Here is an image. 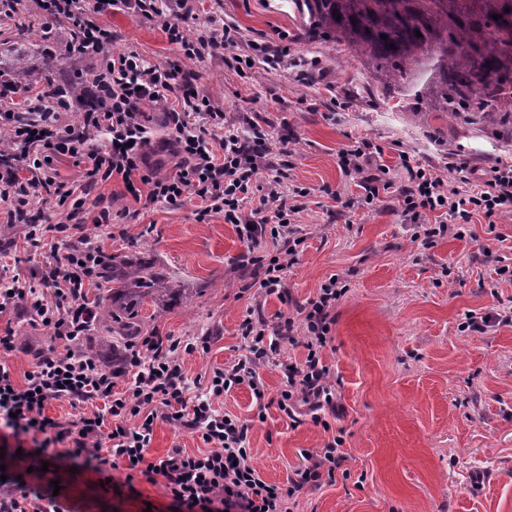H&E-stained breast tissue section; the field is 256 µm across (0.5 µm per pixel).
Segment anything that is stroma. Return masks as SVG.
Listing matches in <instances>:
<instances>
[{
	"mask_svg": "<svg viewBox=\"0 0 512 512\" xmlns=\"http://www.w3.org/2000/svg\"><path fill=\"white\" fill-rule=\"evenodd\" d=\"M196 7L199 24L216 16L240 32L237 50L206 56L193 69L200 96L223 112L225 123L241 129L253 117L265 123L272 166L253 177L255 197L277 184L307 191L294 200L306 241L288 271L291 297L305 302L333 275L347 286L336 306L333 340L323 351L339 415L325 425L307 416L294 428L273 406L265 421H255L247 388L219 401L221 411L253 419L254 466L264 480L287 484L301 450L322 447L339 433L349 478L299 494L293 512H512V323L483 333L461 328L467 312L512 304V280L498 273L512 266V211L490 224L475 217L464 237L427 248L400 217L402 183L368 205L359 175L339 165L341 151L369 141L383 147L390 167L406 152L454 190L461 186L459 168L488 178L498 161L512 159V143L458 121L418 119L415 101L402 93H372L345 45L306 36L291 0H197ZM99 21L112 31L111 51L133 46L152 65L179 64L180 51L153 22L122 10ZM69 39L61 24L46 40L33 29L22 47L4 32L0 60L12 65L21 58L15 84L59 82L92 65L66 55ZM252 40L285 43L282 67L238 70L235 56ZM99 192L112 200V233L98 238L103 249L141 256L193 288L192 297L165 309L145 303L141 332L208 339L207 353L183 358L189 381H207L240 353L248 301L235 294L248 242L223 215L198 219L193 197L173 209L134 201L115 180ZM26 232V225L0 222V243L18 251L15 271L30 282L56 254L24 251ZM8 327L17 336L11 361L20 383L52 339L18 310L0 315V332ZM172 448L197 454L205 445L190 430L157 420L146 459ZM135 486L140 498L126 501L104 492L95 475L76 474L66 485L65 508L144 512L146 503H166L161 485L139 476Z\"/></svg>",
	"mask_w": 512,
	"mask_h": 512,
	"instance_id": "stroma-1",
	"label": "stroma"
}]
</instances>
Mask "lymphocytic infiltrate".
Here are the masks:
<instances>
[{"instance_id": "obj_1", "label": "lymphocytic infiltrate", "mask_w": 512, "mask_h": 512, "mask_svg": "<svg viewBox=\"0 0 512 512\" xmlns=\"http://www.w3.org/2000/svg\"><path fill=\"white\" fill-rule=\"evenodd\" d=\"M35 3L45 23L67 24L69 55L93 57L97 63L76 87L60 89L50 83L21 88L0 76V104L5 107L0 123L11 128L9 146L0 151V211L7 223L27 224L29 246L62 250L56 264L42 272L38 289L20 287L12 263L0 261V314L23 307L33 324L65 345L61 351L39 352L20 385L9 361L0 359V446L8 450V478L0 480V512H63L54 480L80 469L99 475L108 486L112 470L121 464L128 470L126 483H133L136 470L148 481H161L170 499L166 512H290L289 504L299 493L335 484L347 460L343 437L333 436L322 447L303 451V464L282 487L266 482L253 466L249 424L220 411L214 402L244 386L259 411L277 406L294 425L301 415L318 423L322 410L336 411L326 384L329 369L323 350L332 340L336 305L346 286L332 276L306 302L292 300L287 272L304 242L295 219L299 208L276 191L259 202L251 200L252 178L268 165L263 126L250 124L246 135H238L226 129L223 112L213 110L209 129L192 127L187 114L207 105L194 86L193 70L148 65L131 47L111 51L112 31L98 18L119 4L135 14H151L161 19L169 43L188 60L237 46V27L214 19L206 27H195L194 0H176L180 11L176 23L162 20L153 0ZM151 106L164 112L172 136L176 162L165 175L155 172L147 159L153 137L147 114ZM100 134L107 142L98 146L94 140ZM40 148L70 155L83 164L80 191L38 176L30 155ZM383 154V148L365 142L340 155L342 169L362 174L364 200L369 204L391 186L390 168L381 162ZM400 166L408 174L400 212L405 223L415 225L424 244L455 234L457 225L471 223L473 216L488 220L512 208V165L493 167L489 179L463 194L448 190L440 174L411 165L408 157H401ZM114 178L121 179L136 200L146 198L177 208L186 196H193L199 217L223 214L225 223L235 225L240 238L251 245L243 261L250 278L239 288L253 298L240 324L244 352L216 369L200 391H192L182 357L208 349L207 340L188 342L154 333L130 343L122 368L127 385L121 391L116 390L110 370L77 350L90 316L82 298L95 284L96 268L107 254L100 250L86 257L80 241L72 237L73 223L89 199L99 207L94 227L111 223L112 210L97 189ZM42 194L68 206L65 221L28 224L27 216ZM269 239L278 241L277 249H266ZM46 287L51 297H44ZM272 294L292 310L270 326L258 299ZM285 342L303 344L307 354L302 363L288 364L285 386L272 400L259 370L272 363ZM53 401L80 409V417L66 421L49 416L46 408ZM87 404L92 412H84ZM158 417L198 434L206 452L191 455L172 448L163 457L146 461L144 453Z\"/></svg>"}]
</instances>
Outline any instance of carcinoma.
<instances>
[{
	"instance_id": "carcinoma-1",
	"label": "carcinoma",
	"mask_w": 512,
	"mask_h": 512,
	"mask_svg": "<svg viewBox=\"0 0 512 512\" xmlns=\"http://www.w3.org/2000/svg\"><path fill=\"white\" fill-rule=\"evenodd\" d=\"M294 4L306 20L307 35L345 44L370 86L388 95L405 91L420 106L512 141V0ZM108 283L112 294L100 291L89 301L92 319L84 336L93 358L95 337L115 344L139 333L145 301L163 308L187 299L182 282L132 256H114L102 264L98 286Z\"/></svg>"
}]
</instances>
